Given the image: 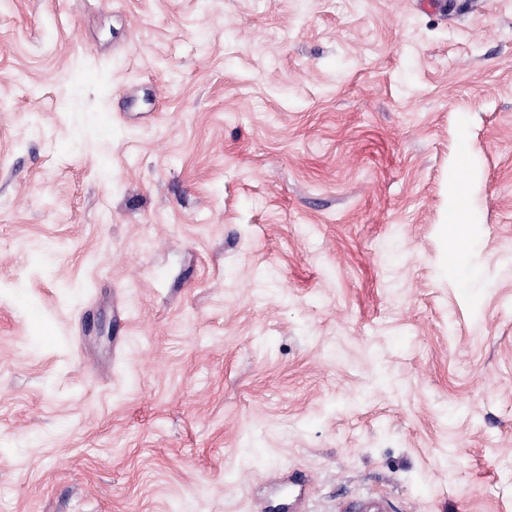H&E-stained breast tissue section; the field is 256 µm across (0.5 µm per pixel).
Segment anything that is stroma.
Returning a JSON list of instances; mask_svg holds the SVG:
<instances>
[{
  "label": "stroma",
  "instance_id": "stroma-1",
  "mask_svg": "<svg viewBox=\"0 0 512 512\" xmlns=\"http://www.w3.org/2000/svg\"><path fill=\"white\" fill-rule=\"evenodd\" d=\"M300 494L512 512V0H0V512ZM469 211L468 202L464 197H460L458 204L448 212L449 224H456V230L460 237L466 238L474 233V227L466 219Z\"/></svg>",
  "mask_w": 512,
  "mask_h": 512
}]
</instances>
